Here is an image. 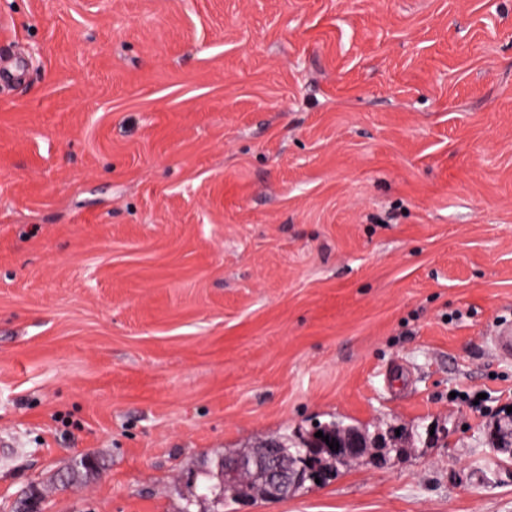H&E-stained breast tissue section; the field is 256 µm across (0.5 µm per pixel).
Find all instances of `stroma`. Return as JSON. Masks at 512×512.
Returning a JSON list of instances; mask_svg holds the SVG:
<instances>
[{
    "label": "stroma",
    "instance_id": "35a3bbf8",
    "mask_svg": "<svg viewBox=\"0 0 512 512\" xmlns=\"http://www.w3.org/2000/svg\"><path fill=\"white\" fill-rule=\"evenodd\" d=\"M0 65V512H214L333 421L223 512H512V0H0ZM312 436V435H311ZM310 436V437H311ZM310 437L307 440H303L301 445L303 448H317V454L318 456L311 459V465L310 468L313 469V473L311 474V478H314L317 471H315V467L318 466L319 469H336L337 465H344L346 461L336 456V454L330 449V448H324L321 446H314L315 444H318L319 441H323L322 438L315 437V434H313L314 437V443L310 440ZM273 444L276 445L277 456L282 465L288 467L296 463L302 448L299 446H293L297 448H288V445L278 441ZM273 444L266 446L268 451L264 462L259 458L255 461L258 463V470L271 495L270 497H280L286 490L290 492L303 483L307 461L305 458H301L302 461H300L298 465L288 468L281 467L276 460ZM249 464V461L245 457L225 463L218 460L214 469L206 472V477L209 481L216 479L215 483L207 486V490L213 495L222 494L223 499L221 502L217 503V505H224V496H226L227 491L243 496H267L266 488L258 477L248 476L245 480L227 481L221 479L223 469L224 475L226 476L237 479L244 477L245 475L242 472L249 467Z\"/></svg>",
    "mask_w": 512,
    "mask_h": 512
}]
</instances>
